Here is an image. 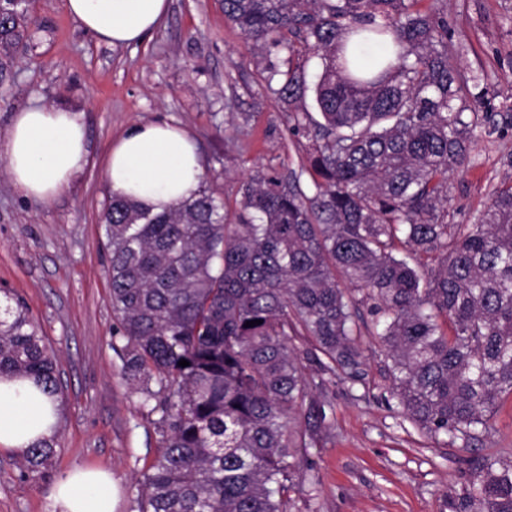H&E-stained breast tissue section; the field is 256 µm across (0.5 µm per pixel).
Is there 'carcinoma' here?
<instances>
[{
    "label": "carcinoma",
    "instance_id": "carcinoma-1",
    "mask_svg": "<svg viewBox=\"0 0 512 512\" xmlns=\"http://www.w3.org/2000/svg\"><path fill=\"white\" fill-rule=\"evenodd\" d=\"M418 2L223 0L293 129L312 135L314 195L257 171L232 213L208 190L159 214L111 196L103 221L127 339L121 373L159 412L138 512H291L298 458L326 428L315 390L327 375L360 373L361 304L381 327L402 414L452 443L491 435L512 395V185L473 223H448L450 174L471 163L476 131L498 122L469 111L487 87L448 54L447 0L428 11ZM30 24L25 0H0V83ZM350 34L391 37L397 63L361 66L347 55ZM307 50L323 60L317 118L300 107L296 58ZM421 255L435 261L426 278ZM6 300L0 376L30 378L58 400L54 353L24 304ZM55 447L54 435L32 445L25 468L40 472ZM456 512H512V462L475 456Z\"/></svg>",
    "mask_w": 512,
    "mask_h": 512
}]
</instances>
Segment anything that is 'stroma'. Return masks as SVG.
Instances as JSON below:
<instances>
[{"label": "stroma", "mask_w": 512, "mask_h": 512, "mask_svg": "<svg viewBox=\"0 0 512 512\" xmlns=\"http://www.w3.org/2000/svg\"><path fill=\"white\" fill-rule=\"evenodd\" d=\"M448 51L466 75L490 82L479 109L501 112L512 99V0H448ZM32 39L0 85V140L14 114L39 102L79 112L89 161L54 202L26 197L0 170V291L20 298L58 359L62 390L57 453L42 473L0 451V512H46L55 483L76 467L111 472L114 512H138L153 461L155 416L121 376L125 339L116 332L104 247L111 191L103 174L113 143L137 122L173 121L195 140L203 187L238 200L256 171L299 177L313 193L312 141L292 133L266 88L252 43L225 19L219 0H171L144 43H98L64 8L32 0ZM512 126L479 138L470 166L449 177L448 210L469 224L492 192L512 181ZM359 380L338 379L322 395L329 427L303 453L320 482L298 480L296 512H454L470 457L512 461V397L486 441L463 447L431 438L389 401L387 361L370 312L359 323Z\"/></svg>", "instance_id": "35a3bbf8"}]
</instances>
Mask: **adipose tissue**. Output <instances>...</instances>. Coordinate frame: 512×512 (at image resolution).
<instances>
[{
	"mask_svg": "<svg viewBox=\"0 0 512 512\" xmlns=\"http://www.w3.org/2000/svg\"><path fill=\"white\" fill-rule=\"evenodd\" d=\"M68 13L109 46L141 43L167 17L170 0H65ZM5 173L24 195L54 200L83 171L89 159L85 125L79 113L60 106L33 105L15 114L0 142ZM104 177L111 192L153 213L198 196L203 167L196 144L179 124L140 123L113 141ZM56 416L32 380L0 377V448L25 455L49 435ZM48 512H112V479L103 472L77 469L61 479L49 497Z\"/></svg>",
	"mask_w": 512,
	"mask_h": 512,
	"instance_id": "adipose-tissue-1",
	"label": "adipose tissue"
}]
</instances>
